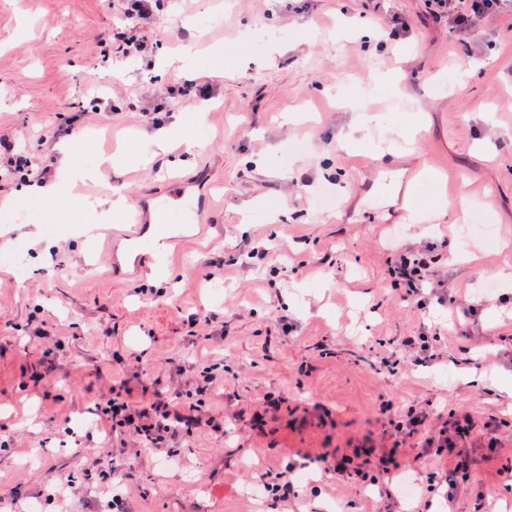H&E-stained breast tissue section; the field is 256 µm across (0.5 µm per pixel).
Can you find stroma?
Returning a JSON list of instances; mask_svg holds the SVG:
<instances>
[{"label": "stroma", "mask_w": 512, "mask_h": 512, "mask_svg": "<svg viewBox=\"0 0 512 512\" xmlns=\"http://www.w3.org/2000/svg\"><path fill=\"white\" fill-rule=\"evenodd\" d=\"M121 7L0 0V139L37 158L43 130L84 113L82 131L55 146L56 184L127 132L152 135L145 110L182 79L169 60L186 44L208 47L194 76L213 95L171 103L194 128L193 154L108 169L75 186L84 205L0 220V254L23 252L31 266L22 283L0 271V512H112L116 495L127 512H512V476L497 473L512 464V278L501 274L512 262V20L486 16L464 38L434 0H158L153 48L107 62L102 39ZM93 82L112 111H87ZM360 109L378 120L341 148ZM409 123L414 143L384 154L385 136ZM411 168L424 174L413 188L421 224L397 203ZM169 174L221 186L222 207L206 215L216 238L190 231L188 192L164 213L175 247L158 279L82 239L111 187L141 202L168 192ZM328 192L337 205L325 213ZM51 216L68 228L35 233ZM468 224L494 233L467 235ZM260 239L272 246L263 265L246 255ZM399 245L428 250L444 293L475 307L470 336L447 304L403 301L390 273ZM436 330L433 359L380 365L404 337ZM212 364L216 425L182 434L175 454L73 430L111 386L180 404ZM268 394L282 404L267 406ZM411 410L438 428L469 420L473 457L491 451L486 425L501 420L493 461L463 474L455 458L423 452L420 435L394 428ZM92 453L111 459L114 478L89 472ZM371 455L395 469L361 484L318 464ZM303 459L312 479L294 498L252 499L264 475ZM403 474L418 487L409 501Z\"/></svg>", "instance_id": "35a3bbf8"}]
</instances>
